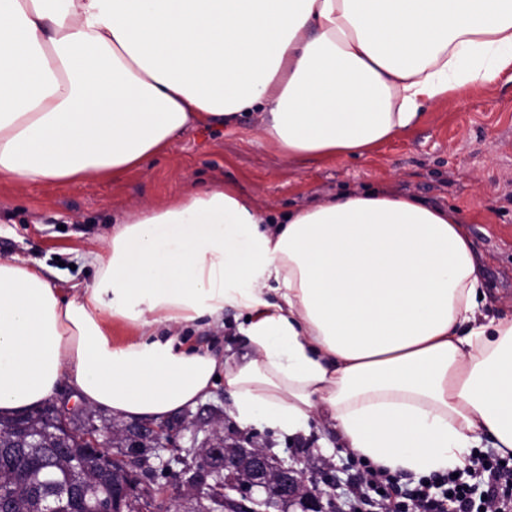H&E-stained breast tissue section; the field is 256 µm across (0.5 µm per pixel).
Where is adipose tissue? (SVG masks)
<instances>
[{
    "instance_id": "obj_1",
    "label": "adipose tissue",
    "mask_w": 512,
    "mask_h": 512,
    "mask_svg": "<svg viewBox=\"0 0 512 512\" xmlns=\"http://www.w3.org/2000/svg\"><path fill=\"white\" fill-rule=\"evenodd\" d=\"M512 70V0H0V182L117 180L191 126L263 117L290 157L361 155ZM87 288L0 260V415L69 381L161 423L224 385L241 424L328 417L391 474L512 453V317L460 217L375 192L262 215L217 182L117 220ZM249 354L179 340L225 309ZM140 332L113 341L114 326Z\"/></svg>"
}]
</instances>
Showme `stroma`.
<instances>
[{
    "label": "stroma",
    "mask_w": 512,
    "mask_h": 512,
    "mask_svg": "<svg viewBox=\"0 0 512 512\" xmlns=\"http://www.w3.org/2000/svg\"><path fill=\"white\" fill-rule=\"evenodd\" d=\"M260 114L246 113L231 126L188 128L143 169L112 182L89 177L74 183L0 186V258L42 263L52 283L67 289L92 285L95 270L84 260L112 232L116 219L160 207L216 181H236L262 212L285 211L367 189L416 196L455 209L481 253L494 313L512 315V76L466 87L426 104L419 120L362 157L296 159L279 153L259 133ZM238 311L225 310L220 328L192 326L187 335L215 352H246ZM223 388L186 410L190 429L178 443L189 448L214 421L239 429L275 457L314 455L327 460L321 474L340 512H380L349 499L360 472L357 456L331 420L317 418L308 434L252 425L238 427Z\"/></svg>",
    "instance_id": "1"
}]
</instances>
